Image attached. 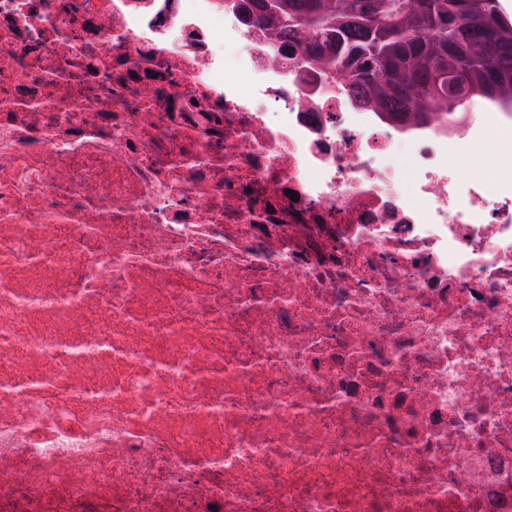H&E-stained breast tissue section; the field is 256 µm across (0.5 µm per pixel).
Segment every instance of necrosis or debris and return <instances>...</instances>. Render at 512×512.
<instances>
[{"mask_svg":"<svg viewBox=\"0 0 512 512\" xmlns=\"http://www.w3.org/2000/svg\"><path fill=\"white\" fill-rule=\"evenodd\" d=\"M0 0V512H512V153L241 0Z\"/></svg>","mask_w":512,"mask_h":512,"instance_id":"1","label":"necrosis or debris"}]
</instances>
